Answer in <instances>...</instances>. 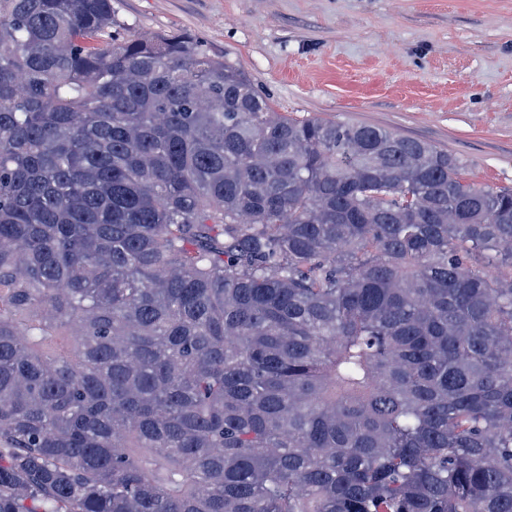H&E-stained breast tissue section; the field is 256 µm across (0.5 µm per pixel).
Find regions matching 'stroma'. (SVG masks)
Listing matches in <instances>:
<instances>
[{"mask_svg":"<svg viewBox=\"0 0 512 512\" xmlns=\"http://www.w3.org/2000/svg\"><path fill=\"white\" fill-rule=\"evenodd\" d=\"M136 33H184L272 108L387 128L512 187V0H112Z\"/></svg>","mask_w":512,"mask_h":512,"instance_id":"stroma-1","label":"stroma"}]
</instances>
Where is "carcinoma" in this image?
<instances>
[{
  "label": "carcinoma",
  "mask_w": 512,
  "mask_h": 512,
  "mask_svg": "<svg viewBox=\"0 0 512 512\" xmlns=\"http://www.w3.org/2000/svg\"><path fill=\"white\" fill-rule=\"evenodd\" d=\"M116 25L0 0V512H512V187Z\"/></svg>",
  "instance_id": "carcinoma-1"
}]
</instances>
